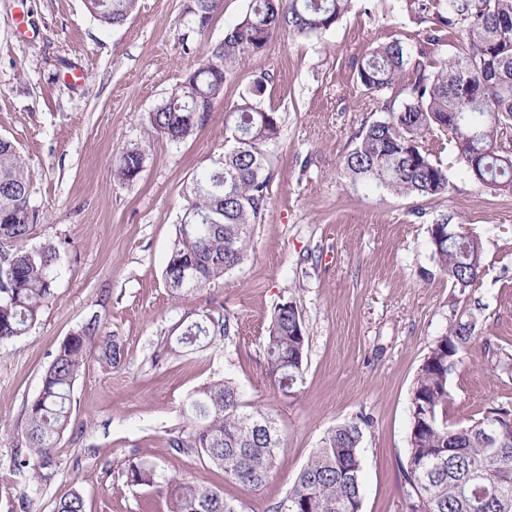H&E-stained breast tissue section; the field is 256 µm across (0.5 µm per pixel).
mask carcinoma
Returning a JSON list of instances; mask_svg holds the SVG:
<instances>
[{"mask_svg": "<svg viewBox=\"0 0 512 512\" xmlns=\"http://www.w3.org/2000/svg\"><path fill=\"white\" fill-rule=\"evenodd\" d=\"M103 27L123 24L138 0H89ZM220 0H193L189 29L208 28ZM351 0H249L248 9L224 39L198 63L162 105L149 113L152 132L173 142L204 128L224 84L237 67L262 53L283 33L310 37L331 29ZM408 15L426 24L408 47L398 40L377 43L358 57L356 85L380 105L384 117L361 124L340 165L352 182L397 195L435 199L448 193V168L437 152L449 148L461 169L498 195L512 196V0H405ZM463 36L462 48L438 58L448 32ZM264 84L256 82L229 112L225 124L231 147L190 184L187 207L165 268L172 293L198 290L247 260L252 229L262 222L274 179L272 148L280 137L279 112L262 105ZM143 153H123L113 170L117 182L142 172ZM30 175L18 148L0 138V344L26 335L54 296L55 267L62 244L26 248L35 212L29 205ZM454 236L448 237V230ZM431 259L452 286L465 293L480 279L484 245L480 237L448 220L428 228ZM475 324L460 319L431 347L414 380L410 405L408 462L401 488L409 512H512V433L487 444L500 418L512 412L491 409L466 425L448 422V376L472 342ZM166 351L193 350L218 337L237 334L227 315L206 312L185 318ZM96 335L93 325L71 334L57 347L39 394L26 406L22 429L28 456L22 466L47 481L56 466L57 443L69 427L71 395L92 351L116 368L124 359L114 336ZM309 336L297 304H277L267 328V375L281 391L304 383ZM484 354L491 366L512 372V354L490 341ZM190 430L168 446L192 450L221 469L232 482L257 489L272 476L283 441L266 410L249 407L229 378L204 384L189 396ZM369 417L360 414L324 433L286 496L271 512H360V452ZM132 487L158 485L154 466L141 462L127 471ZM169 512H240L220 486L187 479L166 483ZM54 512H84L75 490Z\"/></svg>", "mask_w": 512, "mask_h": 512, "instance_id": "cac0c4a2", "label": "carcinoma"}]
</instances>
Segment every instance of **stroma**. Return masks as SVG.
I'll use <instances>...</instances> for the list:
<instances>
[{
	"instance_id": "obj_1",
	"label": "stroma",
	"mask_w": 512,
	"mask_h": 512,
	"mask_svg": "<svg viewBox=\"0 0 512 512\" xmlns=\"http://www.w3.org/2000/svg\"><path fill=\"white\" fill-rule=\"evenodd\" d=\"M189 2L138 0L122 26L105 28L85 0H0V137L14 142L31 174L36 220L26 245L63 246L55 295L39 322L0 345V512H53L75 489L85 512H168L161 487L126 481L142 459L161 479L220 485L241 512H266L325 431L360 412L373 419L362 445V512H407L399 485L413 381L459 318L477 327L449 377V422L512 410V374L493 371L482 355L487 339L512 354V197L476 184L448 152L441 159L449 190L438 199L354 184L340 167L353 132L381 117L356 85L357 57L382 41L414 43L423 31L400 0H353L321 36L273 40L225 83L205 128L180 142L151 135L149 112L223 40L249 0H223L209 27L193 34ZM21 19L24 39L16 34ZM73 68L86 70L83 86L66 81ZM261 76L263 104L283 123L253 250L224 278L173 297L164 275L186 188L223 153L225 118ZM132 148L143 152V170L117 183L112 169ZM442 215L484 244L482 276L463 294L430 258L428 228ZM289 298L309 334L304 384L292 396L269 382L264 357L271 313ZM202 310L235 316L237 335L165 354L174 324ZM90 323L120 338L124 364L107 368L88 357L55 471L32 483L18 466L28 452L25 407L58 345ZM224 377L282 430L275 475L256 490L167 444L189 427V394Z\"/></svg>"
}]
</instances>
